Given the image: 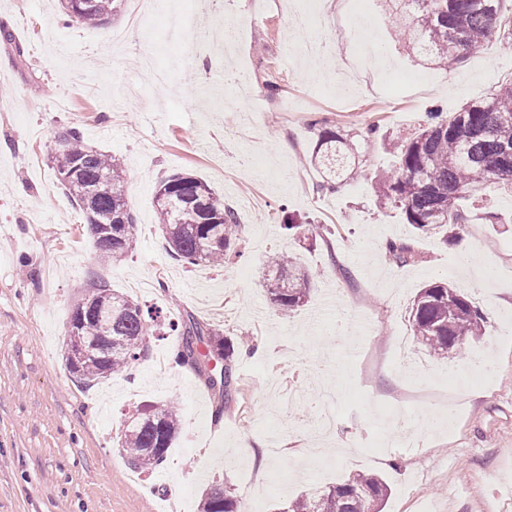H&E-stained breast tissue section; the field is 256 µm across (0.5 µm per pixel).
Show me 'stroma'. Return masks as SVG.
<instances>
[{"label":"stroma","instance_id":"1","mask_svg":"<svg viewBox=\"0 0 512 512\" xmlns=\"http://www.w3.org/2000/svg\"><path fill=\"white\" fill-rule=\"evenodd\" d=\"M179 2L155 0L137 27L126 6L93 26L65 21L61 0H0L16 39L0 42V512H162L174 484L180 512H198L218 483L251 512H280L360 472L390 487L382 512H512V191L490 186L483 202L460 200L465 223L418 234L371 186L432 106L456 112L512 80V40L492 36L449 70L415 57L386 0H196L201 36L227 24L240 35L216 68L171 48ZM288 93L299 101L284 117ZM314 114L360 147L361 177L333 194L310 162ZM373 124L381 137H368ZM64 126L127 172L136 233L120 262L98 263L87 215L57 181L48 145ZM175 173L234 207L241 234L224 266L169 255L155 195ZM290 218L315 230L314 246L285 230ZM403 241L416 257L399 264L386 247ZM281 252L312 277L308 301L286 315L262 286ZM92 276L124 294L149 282L136 301L161 323L190 314L244 341L232 403L173 362L178 339L166 333L127 370L77 383L66 331ZM432 282L482 312L472 349L491 356V377L473 368L453 389L454 359L411 342L398 352L410 302ZM327 391L330 435L319 430ZM168 400L179 434L145 487L117 436L130 414ZM246 438L275 455L257 459Z\"/></svg>","mask_w":512,"mask_h":512}]
</instances>
